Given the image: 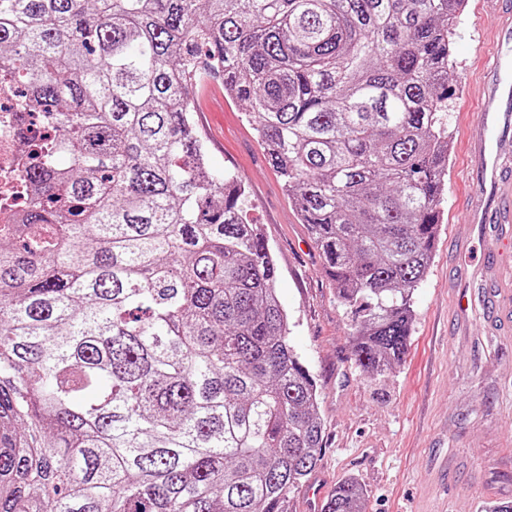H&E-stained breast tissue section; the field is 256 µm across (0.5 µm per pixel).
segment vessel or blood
Listing matches in <instances>:
<instances>
[{
    "label": "vessel or blood",
    "instance_id": "b4317fda",
    "mask_svg": "<svg viewBox=\"0 0 512 512\" xmlns=\"http://www.w3.org/2000/svg\"><path fill=\"white\" fill-rule=\"evenodd\" d=\"M471 6L477 15L494 12L498 22L486 37L487 49L476 54L480 77L471 93L477 109L459 118L470 184L465 217L474 228L491 224L502 232L512 224V0H471ZM495 250L486 244L488 260L460 269L454 289L458 321H466L473 306L468 288L475 280L490 284L486 307L498 312L512 307V292L504 288L512 282V267L491 260Z\"/></svg>",
    "mask_w": 512,
    "mask_h": 512
}]
</instances>
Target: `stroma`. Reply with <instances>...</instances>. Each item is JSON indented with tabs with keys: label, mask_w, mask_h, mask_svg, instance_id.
Segmentation results:
<instances>
[{
	"label": "stroma",
	"mask_w": 512,
	"mask_h": 512,
	"mask_svg": "<svg viewBox=\"0 0 512 512\" xmlns=\"http://www.w3.org/2000/svg\"><path fill=\"white\" fill-rule=\"evenodd\" d=\"M496 18L463 13L455 38L453 82ZM223 86L196 94L194 118L216 174L245 184L247 218L260 225L278 265L277 295L288 313L289 340L318 385L323 448L309 480L288 496V512H312L310 492L330 495L354 480L364 512H486L512 501V332L487 330V310L475 304L468 331L450 306L455 274L482 251L459 249L469 229L465 151L454 140L442 223L431 265L412 295L413 325L403 360L371 377L350 360L352 315L336 299L323 260L268 163L242 104Z\"/></svg>",
	"instance_id": "35a3bbf8"
}]
</instances>
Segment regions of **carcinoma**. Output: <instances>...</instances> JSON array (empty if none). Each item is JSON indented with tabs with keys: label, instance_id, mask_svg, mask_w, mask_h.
Returning a JSON list of instances; mask_svg holds the SVG:
<instances>
[{
	"label": "carcinoma",
	"instance_id": "carcinoma-1",
	"mask_svg": "<svg viewBox=\"0 0 512 512\" xmlns=\"http://www.w3.org/2000/svg\"><path fill=\"white\" fill-rule=\"evenodd\" d=\"M464 9L0 0L19 132H54L0 227V512H284L319 461L318 388L244 186L194 130L200 66L253 118L380 376L437 241ZM321 512H363L362 490Z\"/></svg>",
	"mask_w": 512,
	"mask_h": 512
}]
</instances>
